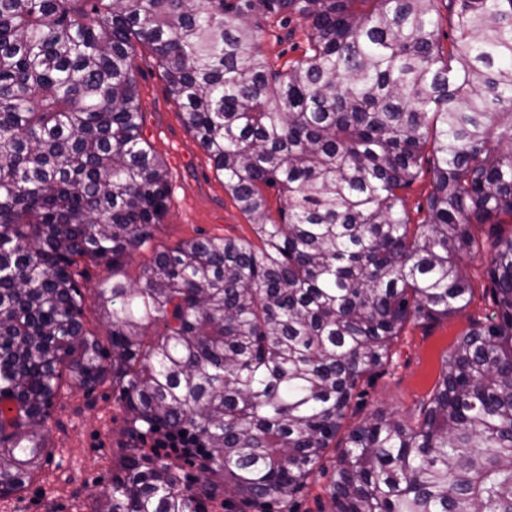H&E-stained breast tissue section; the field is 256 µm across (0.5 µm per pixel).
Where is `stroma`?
<instances>
[{
    "mask_svg": "<svg viewBox=\"0 0 512 512\" xmlns=\"http://www.w3.org/2000/svg\"><path fill=\"white\" fill-rule=\"evenodd\" d=\"M263 54L282 65L300 57L305 47V24L293 20L289 28L263 24L259 37ZM134 74L143 112V137L164 166L170 181L168 213L148 246L134 252L120 271L129 283L138 282L155 250L171 248L198 237L253 239V227L224 187V178L185 125L181 108L171 96L151 49L138 47ZM85 323L99 338L109 328L96 305L99 284L109 277L106 266H82ZM473 290L460 315L430 325L408 324L392 349L385 369L368 375L344 421L351 427L372 415L414 419L420 400L438 377L441 358L471 323L486 322L495 311L486 262L465 264ZM126 426L123 408L111 384L94 391L65 381L43 425L50 459L23 492L0 499V512H91L96 499L110 489L112 450ZM332 465L312 474L298 495V512H335L329 495Z\"/></svg>",
    "mask_w": 512,
    "mask_h": 512,
    "instance_id": "35a3bbf8",
    "label": "stroma"
}]
</instances>
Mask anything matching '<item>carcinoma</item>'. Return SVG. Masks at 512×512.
I'll return each instance as SVG.
<instances>
[{"instance_id": "carcinoma-1", "label": "carcinoma", "mask_w": 512, "mask_h": 512, "mask_svg": "<svg viewBox=\"0 0 512 512\" xmlns=\"http://www.w3.org/2000/svg\"><path fill=\"white\" fill-rule=\"evenodd\" d=\"M0 0V497L48 460L64 373L129 416L93 512H297L357 383L411 319L461 314L474 224L512 218V0ZM307 23L275 69L256 17ZM147 45L258 243L199 237L118 278L168 210L133 76ZM432 162L425 218L399 190ZM286 194L280 219L263 188ZM87 261L112 270L83 321ZM497 314L461 334L416 423L374 416L334 463L336 512H512V236ZM161 322L164 331L150 335ZM204 443L191 492L143 427Z\"/></svg>"}]
</instances>
